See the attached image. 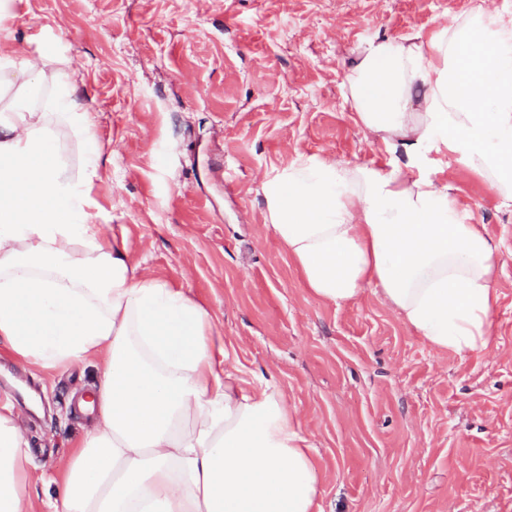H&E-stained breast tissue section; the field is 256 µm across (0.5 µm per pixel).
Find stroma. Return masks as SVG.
<instances>
[{"mask_svg":"<svg viewBox=\"0 0 512 512\" xmlns=\"http://www.w3.org/2000/svg\"><path fill=\"white\" fill-rule=\"evenodd\" d=\"M472 0H15L0 54L53 43L84 78L106 164V235L209 311L246 389L279 390L314 447L315 512H512V207L456 160L459 208L498 246L489 348L422 341L374 286L304 284L261 183L298 156L387 168L347 76L368 41L429 35ZM88 362L47 370L0 342V395L29 443L34 512L92 427Z\"/></svg>","mask_w":512,"mask_h":512,"instance_id":"stroma-1","label":"stroma"}]
</instances>
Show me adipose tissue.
<instances>
[{"instance_id":"ef3b65f1","label":"adipose tissue","mask_w":512,"mask_h":512,"mask_svg":"<svg viewBox=\"0 0 512 512\" xmlns=\"http://www.w3.org/2000/svg\"><path fill=\"white\" fill-rule=\"evenodd\" d=\"M82 82L60 53L0 55V340L25 364L101 367L51 512H313L317 470L282 394L248 392L206 307L105 236ZM348 90L365 134L405 162L299 156L262 183L274 236L322 299L372 285L431 347L488 348L496 249L429 172L455 156L512 206V10L476 0L430 35L370 41ZM27 448L0 398V512H26Z\"/></svg>"}]
</instances>
